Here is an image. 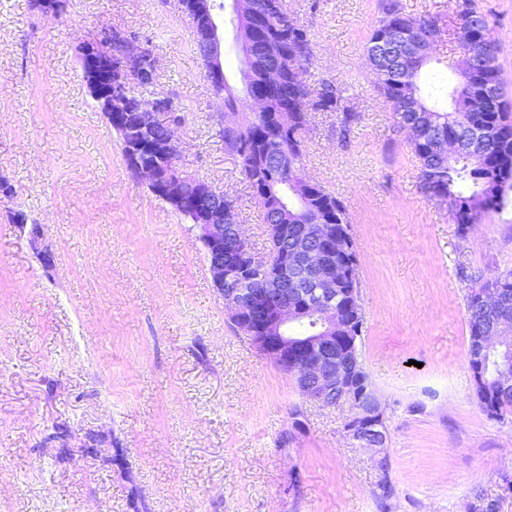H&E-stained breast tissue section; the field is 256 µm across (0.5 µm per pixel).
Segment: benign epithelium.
Segmentation results:
<instances>
[{"instance_id":"1","label":"benign epithelium","mask_w":512,"mask_h":512,"mask_svg":"<svg viewBox=\"0 0 512 512\" xmlns=\"http://www.w3.org/2000/svg\"><path fill=\"white\" fill-rule=\"evenodd\" d=\"M191 19L194 31L202 42L206 74L209 82L224 85V8L217 0H180ZM232 10L238 22L237 38L244 57V84L252 82L250 21L260 14V0H232ZM440 28L429 24L424 34L419 28H394L385 41L399 46L410 63H423L430 58ZM461 64V82L495 64L494 49L489 38L475 41L455 38ZM149 48L134 43L123 31L113 29L108 40H93L83 44L80 66L90 77L92 92L105 111L107 120L113 113H126L124 128L129 133L125 162L134 176L147 180L152 193L168 203L177 204L189 213L192 223L199 227L208 270L217 292L224 299L234 325L246 335L259 352L273 359L287 374L294 377L306 401L322 407L336 405V393H341L355 409L346 422L347 436L359 445L375 448L379 459L386 458L384 447L387 429L384 409L378 397L362 401L368 392V379L358 366L342 362L336 342L355 344L356 337L344 336V313L340 308V289L336 281L342 270L333 262L334 254L347 249L344 237L333 238L328 249L317 247L309 231L291 239V245L256 253L242 237L233 211L224 207V192L200 181L180 164L174 139L177 126L171 113L156 104L144 105L131 101L129 93L112 91V79L120 78L133 89L146 75L144 62ZM373 74L388 70L391 65L383 48L369 55ZM252 114L267 118L269 100L263 90L246 92ZM463 140L441 138L435 150L443 157L456 160L462 154ZM260 270L263 287L253 288V271ZM301 271L309 282L317 285L311 300L296 305L288 298V273ZM477 354L474 360L497 351L512 350V336L480 334L473 339Z\"/></svg>"}]
</instances>
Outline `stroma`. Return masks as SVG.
Returning a JSON list of instances; mask_svg holds the SVG:
<instances>
[{"label":"stroma","mask_w":512,"mask_h":512,"mask_svg":"<svg viewBox=\"0 0 512 512\" xmlns=\"http://www.w3.org/2000/svg\"><path fill=\"white\" fill-rule=\"evenodd\" d=\"M472 2L512 101V0ZM382 3L288 0L315 42L311 84L333 82L358 114L345 137L338 113L309 114L303 173L348 209L385 471L346 437L349 402H305L234 326L195 230L131 176L87 93L83 42L115 27L152 47L143 95L183 108L182 165L227 194L244 236L268 250L178 0H66L57 14L0 0V184L12 187L0 192V512H473L481 497L512 512V415L488 416L476 395L458 275L512 270V195L462 236L422 193L367 62ZM398 4L438 23L421 85L449 104L459 0Z\"/></svg>","instance_id":"1"}]
</instances>
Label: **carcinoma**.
<instances>
[{
	"label": "carcinoma",
	"instance_id": "1",
	"mask_svg": "<svg viewBox=\"0 0 512 512\" xmlns=\"http://www.w3.org/2000/svg\"><path fill=\"white\" fill-rule=\"evenodd\" d=\"M273 5L267 16L257 24L262 32L261 42L252 62L253 80L264 81L268 68L277 65L288 68V59L301 58V67H306L313 57V44L307 29H301V36L284 38L289 27L299 25L289 10L287 0H272ZM382 19L371 32L367 46L377 44L388 30L397 23L425 27L428 21L406 17L402 14L397 0H384ZM422 68H410L401 59L399 51L393 50V67L376 81L378 89L394 112L398 127H407L416 137L411 140L413 149L421 162V171L434 177V183L422 184L423 193L430 188H439L446 193L448 210L459 226L461 235H466L471 225L491 211L506 204L507 192L512 190V119L508 116V105L502 93L497 101L486 104L477 98H470L465 105L469 111L467 126L454 124V113L441 112L427 104L420 85ZM213 93L222 100L224 110L237 108L238 96L229 84L213 87ZM270 109L273 112L288 113V128L277 139L260 144L257 131L263 119L250 117L239 126L219 129L224 148L235 153L241 160V172L251 184L254 192L262 189L263 183L253 179L254 168L266 170L265 179L285 183L292 176L302 175L303 133L309 112H340L341 132L348 134L358 119L357 113L343 105L341 90L325 81L318 87L308 83L300 86L286 78L271 96ZM479 129L490 136L489 145L470 158L458 159L452 163L429 150L431 141L439 134L456 135L460 138L471 129ZM264 223L269 225L288 223V236L308 225L309 232L319 233V225L331 224L344 234H349V222L345 205L316 184L311 187L303 202L290 206L288 219L269 206L263 212ZM341 263L346 274L337 287L346 290L345 320L348 333L357 332L364 325L365 312L361 300V282L358 274V258L355 250L342 256ZM461 278L470 282L466 296L469 313V327L482 326L489 333L499 322H512V271L494 278L503 295L502 305L496 311H488L479 304L480 289L488 286L473 273L461 272ZM476 394L484 411L491 417L503 418L512 413V390L502 391L494 396L491 384L475 386Z\"/></svg>",
	"mask_w": 512,
	"mask_h": 512
}]
</instances>
